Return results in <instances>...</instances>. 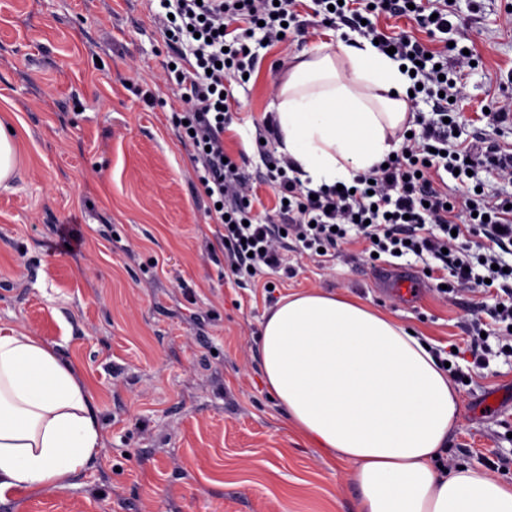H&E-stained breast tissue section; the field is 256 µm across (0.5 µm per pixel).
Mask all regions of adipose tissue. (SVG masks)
Returning a JSON list of instances; mask_svg holds the SVG:
<instances>
[{"label": "adipose tissue", "instance_id": "1", "mask_svg": "<svg viewBox=\"0 0 512 512\" xmlns=\"http://www.w3.org/2000/svg\"><path fill=\"white\" fill-rule=\"evenodd\" d=\"M409 77L362 37L293 64L272 120L310 188L353 183L401 141ZM265 384L292 425L354 470L360 512H512V486L437 463L457 390L431 350L391 318L309 291L282 298L260 338ZM102 427L89 390L40 338L0 328V493L71 487Z\"/></svg>", "mask_w": 512, "mask_h": 512}]
</instances>
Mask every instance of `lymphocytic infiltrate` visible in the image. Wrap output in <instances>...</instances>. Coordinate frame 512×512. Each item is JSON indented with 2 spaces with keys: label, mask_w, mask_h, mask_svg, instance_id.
Here are the masks:
<instances>
[{
  "label": "lymphocytic infiltrate",
  "mask_w": 512,
  "mask_h": 512,
  "mask_svg": "<svg viewBox=\"0 0 512 512\" xmlns=\"http://www.w3.org/2000/svg\"><path fill=\"white\" fill-rule=\"evenodd\" d=\"M170 13L166 23L168 45L175 68L167 81L176 89L179 107L172 122L191 150L192 185L206 197L208 213L216 224L215 238L224 251L232 276L252 279L263 269L283 264L284 237H291L302 254L317 263L328 262L344 243L360 241L378 256L428 255L448 271L457 287L491 292L493 282L512 280V270L498 269L499 251L512 248V208L505 200L480 192L457 197L441 188L439 172H466L470 164L484 163L500 178L512 180V157L500 158L501 148L489 147L488 158H478L474 146L449 148L448 134L459 118L460 97L455 76L470 66L471 56L429 50L407 33L387 35L361 11L346 12L339 0H317L331 25H344L376 40L380 50L394 49L396 59L413 71V83L434 101L438 114L430 122L415 119L418 132L405 138L400 153L387 167L357 176L353 190L321 186L304 188L293 176L290 163L275 165L266 175L282 203L278 210L256 222L248 179L235 160L226 159L224 129L232 120L224 92V74L253 70L256 56L249 50L250 34L263 29L276 43L284 25L297 24L296 0H159ZM375 12L413 17L423 29L447 33L451 11L447 0L434 7L422 0H364ZM244 22L246 31L226 38L225 28ZM481 235L490 270L487 276L470 273V237Z\"/></svg>",
  "instance_id": "lymphocytic-infiltrate-1"
}]
</instances>
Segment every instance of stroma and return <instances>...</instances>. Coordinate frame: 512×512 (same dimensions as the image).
Returning <instances> with one entry per match:
<instances>
[{
    "mask_svg": "<svg viewBox=\"0 0 512 512\" xmlns=\"http://www.w3.org/2000/svg\"><path fill=\"white\" fill-rule=\"evenodd\" d=\"M454 2L447 38L479 63L458 77L448 143L512 147V123L485 115L492 97L512 94V0ZM164 17L158 0H0V125L16 152L0 186V327L52 344L103 427L96 464L70 489L10 492L0 512H359L351 466L295 431L260 371L271 308L314 289L382 312L431 347L458 345L448 369L458 421L443 455L512 484V351L489 313L495 298L432 288L400 297L375 281L358 245L322 267L288 249L295 277L267 269L258 287L235 283L221 249H206L215 226L171 122ZM348 32L253 38L250 78L225 79L234 119L224 149L244 157L265 208L276 202L267 165L279 157L265 124L286 65ZM477 316L493 350L481 366L466 351Z\"/></svg>",
    "mask_w": 512,
    "mask_h": 512,
    "instance_id": "35a3bbf8",
    "label": "stroma"
}]
</instances>
